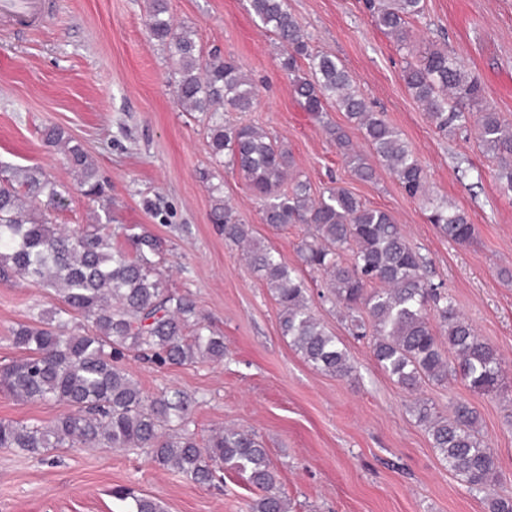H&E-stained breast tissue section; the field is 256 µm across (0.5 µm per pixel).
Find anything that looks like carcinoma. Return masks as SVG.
I'll return each instance as SVG.
<instances>
[{
	"mask_svg": "<svg viewBox=\"0 0 512 512\" xmlns=\"http://www.w3.org/2000/svg\"><path fill=\"white\" fill-rule=\"evenodd\" d=\"M248 2L261 26L283 46L280 67L300 107L317 118L329 106L345 113L404 192L429 205L430 223L454 243H470L476 225L465 212L430 197L427 172L400 131L369 108L341 64L312 51L287 0ZM365 7L376 27L410 57L403 79L436 130L461 135L475 127L478 147L494 160L501 189L512 193V123L487 100L479 78L448 50L418 46L412 22L423 14L424 0H365ZM149 30L168 46L178 104L208 115L212 155L226 157L243 174L262 202L264 222L276 229L288 224L313 228L300 245L301 259L324 277L327 298L342 306L360 336H366L365 321H370L380 368L410 393L453 376L473 392L504 394L502 358L460 314L448 290L428 280V261L393 216L343 187H327L317 198L307 180L296 178L284 188L293 164L288 149L256 126L224 122L223 113L249 112L255 104L252 80L235 60L216 51L204 55L192 31L174 27L168 0H150ZM329 134L347 167L363 180L372 178L373 166L349 136L339 129ZM43 139L61 150L85 196L100 201L101 213L92 224L58 230L48 224L45 212L63 206L56 184L38 167L0 165V277L51 288L61 303L50 317L41 315L12 331L14 345L25 356L0 367V388L23 402L71 407L47 426L0 420V448L32 457L76 443L144 450L158 466L198 484L211 483L223 470L237 471L260 491L250 512H289L279 474L255 432L224 426L197 439L189 429L198 405L194 396L181 391L147 396L121 364L131 353L159 365L222 360L224 336L205 323L190 295L164 288L155 237H131L130 253L112 246L110 207L98 167L83 146L54 126L44 129ZM212 221L220 225L225 241L248 245V264L276 301L280 333L289 346L324 374L351 375L347 348L316 317L298 271L253 241L249 225L222 198L215 200ZM78 316L88 327L71 333L69 323ZM441 334L448 337L446 350ZM411 412L428 430L448 471L483 495L491 512H512V500L495 488L497 457L467 404H454L450 418L425 402H414ZM115 495L127 502V512H165L161 502L129 488Z\"/></svg>",
	"mask_w": 512,
	"mask_h": 512,
	"instance_id": "obj_1",
	"label": "carcinoma"
}]
</instances>
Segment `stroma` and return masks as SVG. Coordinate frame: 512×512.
Returning <instances> with one entry per match:
<instances>
[{"mask_svg":"<svg viewBox=\"0 0 512 512\" xmlns=\"http://www.w3.org/2000/svg\"><path fill=\"white\" fill-rule=\"evenodd\" d=\"M169 6L176 27L194 31L204 53L234 58L255 86L253 110L225 113V121L268 132L291 152L295 173L313 192L341 186L389 211L429 259V279L448 288L512 378V194L500 190L474 140L435 130L403 80L404 53L375 27L364 0H288V9L312 48L344 65L370 108L402 132L432 193L467 213L477 227L469 244L442 236L421 201L407 197L386 169L376 168L368 181L351 172L327 126L343 128L362 154L368 145L336 108L319 118L301 110L280 69L282 49L247 0ZM148 7L149 0H49L37 30L0 24V162L49 174L64 197L49 212L52 223H88L96 203L41 136L45 127L63 128L100 169L112 222L123 227L114 245L129 248L132 234L155 236L166 287L192 295L202 318L224 336L220 361L159 367L130 355L124 367L147 395L195 396L191 428L198 437L227 424L255 431L291 512H490L440 460L410 411L417 399L445 416L456 401L476 411L497 457L498 493L512 498V405L453 378L412 395L381 370L368 339L353 336L342 309L319 297L322 277L299 253L310 227L265 224L242 176L213 157L207 116L178 106L169 52L149 32ZM414 27L421 40L447 45L480 76L487 100L512 120V0H425ZM218 196L255 240L305 278L316 316L349 352L351 376L318 372L282 338L269 291L210 219ZM57 304L37 284L0 278V365L23 356L11 342L13 328ZM67 411L61 403H25L0 392V420L48 425ZM127 486L159 500L166 512H249L253 498L241 475L199 485L142 451L61 448L43 463L0 448V512H125L114 491Z\"/></svg>","mask_w":512,"mask_h":512,"instance_id":"stroma-1","label":"stroma"}]
</instances>
